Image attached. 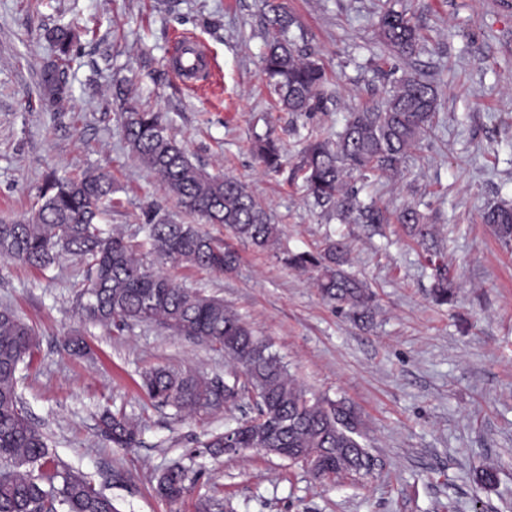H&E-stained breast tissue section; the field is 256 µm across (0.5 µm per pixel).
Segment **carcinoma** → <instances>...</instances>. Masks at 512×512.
<instances>
[{"label":"carcinoma","mask_w":512,"mask_h":512,"mask_svg":"<svg viewBox=\"0 0 512 512\" xmlns=\"http://www.w3.org/2000/svg\"><path fill=\"white\" fill-rule=\"evenodd\" d=\"M273 31L263 55L262 74L271 97L288 112H314L324 103L326 73L316 60L300 54L288 37L297 24L281 3H269ZM78 22L54 27L48 37L54 59L42 68L41 94L51 103L70 95L67 69ZM378 33L391 55L409 58L420 48L418 27L403 11L388 9ZM437 108L433 84L412 74L395 80L379 105L350 113L335 137L311 135L297 166L314 206L342 224H402L435 266L433 298L447 304L455 297L448 268L435 250V225L414 207L390 210L376 200L360 199L353 175H396L409 154L432 129ZM124 138L138 161L158 175L165 189L189 214L206 224H221L232 237L249 242L291 268L312 274L322 299L356 323L372 317L374 294L350 273L348 251L330 240L317 251L290 252L281 247L277 225L265 205L232 176L198 168L167 132L160 114L128 105L120 113ZM253 151L268 170L281 166L277 140L258 135ZM112 208V182L100 174L80 178L48 177L31 217L0 222V257L46 268L66 252L86 267L80 307L91 321L118 330L131 323H155L178 336L201 340L224 351L242 379L224 382L197 371L155 367L141 374V389L156 406H173L189 414L231 407L246 393L257 395L254 415L233 428L236 448H280L286 458L310 468L315 478L368 471L372 458L360 442V419L342 401L311 394L288 373L271 344L254 334L224 300L177 286L149 270L135 248L99 221ZM505 242L512 241V207L498 205L482 215ZM143 231L159 264H188L213 272H231L236 250L219 242L200 224H182L158 209L144 214ZM94 289L88 299L86 291ZM36 346V333L9 307L0 308V512H117L112 498L94 480L54 460L49 438L32 422L19 394L20 373ZM98 435L115 448L140 445L141 426L106 410ZM180 466L163 470L155 491L170 502L187 491Z\"/></svg>","instance_id":"obj_1"}]
</instances>
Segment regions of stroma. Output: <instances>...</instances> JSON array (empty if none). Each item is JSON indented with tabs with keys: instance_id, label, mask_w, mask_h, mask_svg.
<instances>
[{
	"instance_id": "obj_1",
	"label": "stroma",
	"mask_w": 512,
	"mask_h": 512,
	"mask_svg": "<svg viewBox=\"0 0 512 512\" xmlns=\"http://www.w3.org/2000/svg\"><path fill=\"white\" fill-rule=\"evenodd\" d=\"M300 20L290 37L325 69L323 111L298 116L271 102L261 79L270 37L266 0H0V220L27 215L50 173L87 171L112 179L104 219L137 245L146 267L177 285L223 299L269 339L289 373L311 393L352 405L370 472L315 480L307 467L249 452L233 459L195 453L197 442L235 426L249 399L189 415L150 403L140 374L153 366L223 376L222 350L157 324L123 331L88 320L77 296L83 266L60 257L48 269L0 258V307L33 325L39 344L19 387L50 449L92 474L118 512H512V244L481 215L512 204V7L506 0H283ZM418 26L422 48L392 57L377 35L387 4ZM78 20L60 106L39 94L52 56L48 30ZM204 44L205 82L180 78L171 57L181 39ZM414 72L437 88L438 123L396 178L363 190L395 209L418 206L439 226L457 286L453 303L434 302L422 251L399 224L380 231L327 219L307 202L295 176L310 133H336L349 112L380 101L390 72ZM129 80L131 101L161 113L170 133L205 171L243 181L268 209L283 246L294 252L344 239L350 270L375 294L364 326L326 304L309 275L271 254L235 242L239 264L213 273L159 266L144 242L143 213L155 207L191 222L159 178L126 143L113 83ZM273 129L285 158L265 171L251 150L254 134ZM89 353L71 357L66 337ZM136 418L137 448L96 435L103 408ZM181 464L193 479L175 503L156 496L155 475ZM490 468L495 484L476 481Z\"/></svg>"
}]
</instances>
